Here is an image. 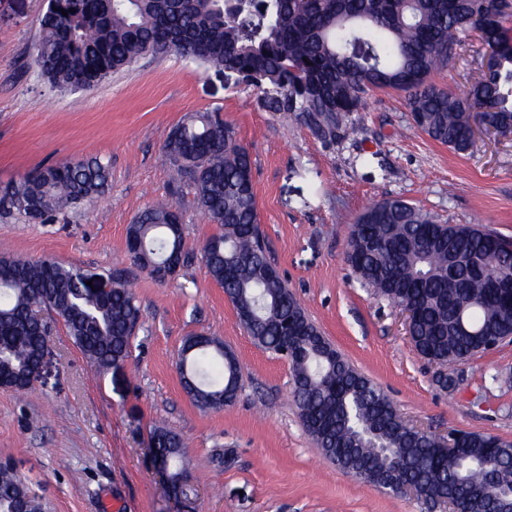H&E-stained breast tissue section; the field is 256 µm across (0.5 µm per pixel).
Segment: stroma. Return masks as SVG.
Wrapping results in <instances>:
<instances>
[{
	"instance_id": "obj_1",
	"label": "stroma",
	"mask_w": 512,
	"mask_h": 512,
	"mask_svg": "<svg viewBox=\"0 0 512 512\" xmlns=\"http://www.w3.org/2000/svg\"><path fill=\"white\" fill-rule=\"evenodd\" d=\"M44 0H0V188L40 164L100 158L104 195L44 224L0 209V255L51 258L100 275L124 271L141 318L123 365L96 371L64 325L50 321L40 378L26 393L0 388V463L27 479L43 512H443L340 470L304 428L290 362L258 347L208 274L203 242L220 233L176 182L170 132L188 114L231 123L252 161L260 228L306 315L403 419L425 431L512 439V340L476 354L442 389L395 305L346 261L350 227L372 202L399 198L450 224L512 241V138L485 135L458 155L413 125L403 93L376 91L353 113L357 139L324 143L259 107L255 88L176 56L139 58L86 92H59L33 57ZM486 47L473 32L434 81L459 92L480 75ZM167 199L184 225L185 261L165 282L131 261L127 229ZM204 333L237 356L234 404L203 408L176 367L184 341ZM178 433L192 488L176 502L150 448L153 427Z\"/></svg>"
}]
</instances>
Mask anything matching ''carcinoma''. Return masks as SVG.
<instances>
[{
  "instance_id": "1",
  "label": "carcinoma",
  "mask_w": 512,
  "mask_h": 512,
  "mask_svg": "<svg viewBox=\"0 0 512 512\" xmlns=\"http://www.w3.org/2000/svg\"><path fill=\"white\" fill-rule=\"evenodd\" d=\"M67 15H62V11ZM512 14L497 0H55L40 20L35 58L41 77L58 91L90 90L138 58L176 54L253 86L269 112L303 123L322 142L357 134L351 119L370 93L405 94L412 120L432 140L465 154L473 145L469 119L512 134ZM480 23L496 65L463 92L438 87L432 74L448 65L459 33ZM176 176L190 181L197 205L224 228L202 246L209 276L228 299L249 305V335L293 368V398L307 431L332 450L349 445L340 468L377 484L417 481L421 494L471 491L464 512H512V447L490 448L494 435L467 433L468 450L438 456L431 437L408 429L371 380L358 381L346 361L333 362L307 335L283 343L285 324L317 327L271 261L257 217L252 162L235 128L208 112L187 117L165 145ZM109 168L98 158L39 166L3 190L0 203L29 222L103 194ZM176 208L158 202L128 229L141 246L137 267L155 280L174 253H184ZM455 254L448 262V251ZM347 261L362 282L393 303H410L416 348L442 368L459 366L512 336V243L489 229L440 224L402 199L369 206L352 225ZM82 269L44 258L0 257V371L31 388L41 305L63 322L76 347L99 370L129 357L141 312L126 276L107 274L109 291L96 295ZM179 379L205 408L224 407V390L240 376L224 345L178 352ZM171 461L184 448L175 432L156 427ZM41 512L26 483L0 467V512Z\"/></svg>"
}]
</instances>
